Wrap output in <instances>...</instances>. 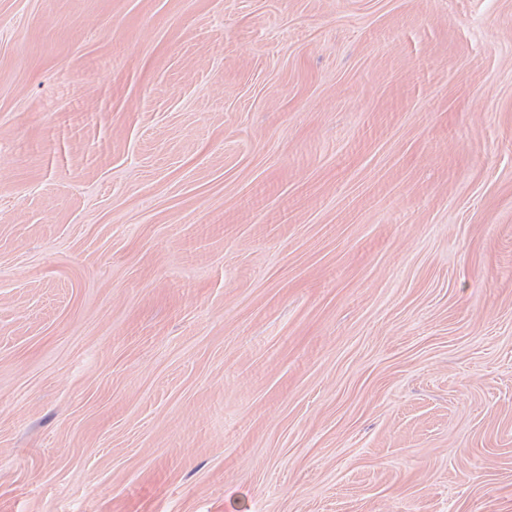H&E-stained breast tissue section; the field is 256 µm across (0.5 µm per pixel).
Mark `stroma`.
I'll return each mask as SVG.
<instances>
[{"label":"stroma","mask_w":512,"mask_h":512,"mask_svg":"<svg viewBox=\"0 0 512 512\" xmlns=\"http://www.w3.org/2000/svg\"><path fill=\"white\" fill-rule=\"evenodd\" d=\"M0 512H512V0H0Z\"/></svg>","instance_id":"obj_1"}]
</instances>
